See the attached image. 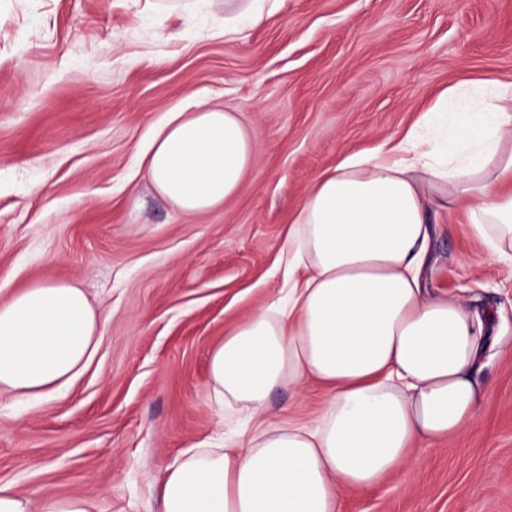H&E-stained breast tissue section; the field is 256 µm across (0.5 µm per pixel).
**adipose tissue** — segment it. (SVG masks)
<instances>
[{
    "label": "adipose tissue",
    "mask_w": 512,
    "mask_h": 512,
    "mask_svg": "<svg viewBox=\"0 0 512 512\" xmlns=\"http://www.w3.org/2000/svg\"><path fill=\"white\" fill-rule=\"evenodd\" d=\"M280 0L224 3V38L270 20ZM151 186L186 214L221 207L258 165L237 113L208 103L153 128ZM470 200L494 259L512 258V85L487 78L440 93L402 142L356 154L310 186L288 232V301L253 310L209 358L225 406L258 416L281 386L319 382L311 421L259 424L228 448H191L170 467L158 512H340L345 487L375 488L409 468L419 443L473 427L485 392L473 372L488 317L419 272L429 226ZM80 288L36 283L0 300V395L50 400L101 343ZM92 501L0 483V512H93Z\"/></svg>",
    "instance_id": "obj_1"
}]
</instances>
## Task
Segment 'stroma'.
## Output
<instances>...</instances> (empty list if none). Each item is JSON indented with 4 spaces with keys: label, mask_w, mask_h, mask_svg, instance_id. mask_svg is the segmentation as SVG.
<instances>
[{
    "label": "stroma",
    "mask_w": 512,
    "mask_h": 512,
    "mask_svg": "<svg viewBox=\"0 0 512 512\" xmlns=\"http://www.w3.org/2000/svg\"><path fill=\"white\" fill-rule=\"evenodd\" d=\"M0 0V288L66 282L102 318L90 367L59 398L0 396V482L156 512L181 453L252 429L226 410L209 356L284 295L288 227L345 158L398 144L445 88L512 84V0H282L224 40L223 4ZM206 101L239 113L259 164L223 207L186 215L143 176L150 129ZM424 288L492 314L477 425L343 512H512V260L490 261L465 213L432 227ZM325 395L275 389L267 420L314 419Z\"/></svg>",
    "instance_id": "35a3bbf8"
}]
</instances>
